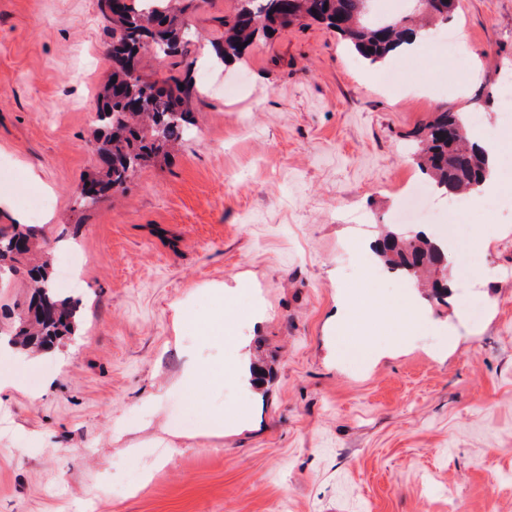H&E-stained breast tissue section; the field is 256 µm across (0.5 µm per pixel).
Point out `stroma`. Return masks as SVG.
I'll use <instances>...</instances> for the list:
<instances>
[{
  "instance_id": "35a3bbf8",
  "label": "stroma",
  "mask_w": 512,
  "mask_h": 512,
  "mask_svg": "<svg viewBox=\"0 0 512 512\" xmlns=\"http://www.w3.org/2000/svg\"><path fill=\"white\" fill-rule=\"evenodd\" d=\"M233 6H196L180 65L205 86L190 139L83 210L110 73L99 0H0V197L36 194L21 175L34 171L53 200L40 246L84 258L77 335L39 358L0 353V512H512V178L462 213L439 199L426 230L461 228L451 268L470 285L423 299L396 352L393 324L364 315L404 314L410 290L354 252L420 176L409 131L442 106L499 129L498 105L476 95L512 81V0H460L439 23L476 45L466 60L425 48L379 66L317 25L222 65L213 46ZM242 275L247 288L211 297ZM29 295L24 276L0 278V336ZM177 303L190 311L179 330ZM474 303L479 315L455 317ZM224 308L265 370L261 395L205 377L171 392L188 359L234 356L202 334ZM359 336L374 356L350 355ZM223 408L237 427L206 433Z\"/></svg>"
}]
</instances>
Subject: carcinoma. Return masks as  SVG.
<instances>
[{
	"instance_id": "obj_1",
	"label": "carcinoma",
	"mask_w": 512,
	"mask_h": 512,
	"mask_svg": "<svg viewBox=\"0 0 512 512\" xmlns=\"http://www.w3.org/2000/svg\"><path fill=\"white\" fill-rule=\"evenodd\" d=\"M194 0H100L111 24L108 58L111 74L99 92L100 136L97 172L79 186L80 207L90 209L124 188L152 161L169 156L194 125L192 103L199 90L190 78L173 74V58L195 42ZM224 14L220 60L243 57L248 47L272 34L317 22L336 32L349 50L369 65L382 64L417 33L428 37L426 23L405 17L372 21L370 0H234ZM427 19H446L457 8L448 0H417ZM423 179L441 195L479 189L493 170L492 147L467 127V113L441 108L409 133ZM385 268L418 287L426 274L447 268L446 247L422 232L385 233L376 246ZM26 272L34 283L11 342L23 348L51 349L79 326L78 301L53 287V269L40 253L35 226L0 227V271Z\"/></svg>"
}]
</instances>
